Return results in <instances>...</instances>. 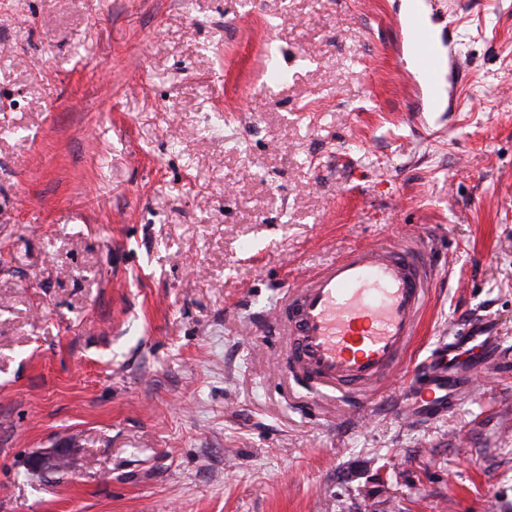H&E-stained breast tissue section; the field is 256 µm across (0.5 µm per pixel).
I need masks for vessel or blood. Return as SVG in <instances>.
<instances>
[{"label": "vessel or blood", "mask_w": 512, "mask_h": 512, "mask_svg": "<svg viewBox=\"0 0 512 512\" xmlns=\"http://www.w3.org/2000/svg\"><path fill=\"white\" fill-rule=\"evenodd\" d=\"M416 88L429 103L443 102L446 89L463 79L452 35L435 33L420 6L402 28ZM447 71H440V59ZM431 265L424 249L395 244L360 246L326 263L294 285L287 303L271 313L287 338L288 371L305 383L368 402L375 387L400 370L418 334ZM494 349L499 336L485 326L440 344L419 365L408 403L414 414L436 418L454 409L459 395L455 353L461 343Z\"/></svg>", "instance_id": "obj_1"}]
</instances>
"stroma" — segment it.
I'll use <instances>...</instances> for the list:
<instances>
[{"mask_svg":"<svg viewBox=\"0 0 512 512\" xmlns=\"http://www.w3.org/2000/svg\"><path fill=\"white\" fill-rule=\"evenodd\" d=\"M0 0V512H512V0ZM424 247L420 335L357 407L266 318L349 249ZM504 341L456 408L411 369ZM74 450L64 479L28 457ZM412 5L402 28V43L407 49V62L420 79L415 86L430 104L443 102L446 88L438 64L443 49L448 48L447 95L448 107H451L453 88L463 80L459 56L453 53V31L448 27V35L443 30L435 33L424 10L417 3ZM501 338L491 335L486 326L472 325L464 335L453 336L448 343L440 344L416 371L408 403L411 411L419 417L432 419L454 409L460 391L458 372L463 365L454 355L459 345L479 341L477 346L484 351L492 350L500 344Z\"/></svg>","mask_w":512,"mask_h":512,"instance_id":"stroma-1","label":"stroma"}]
</instances>
